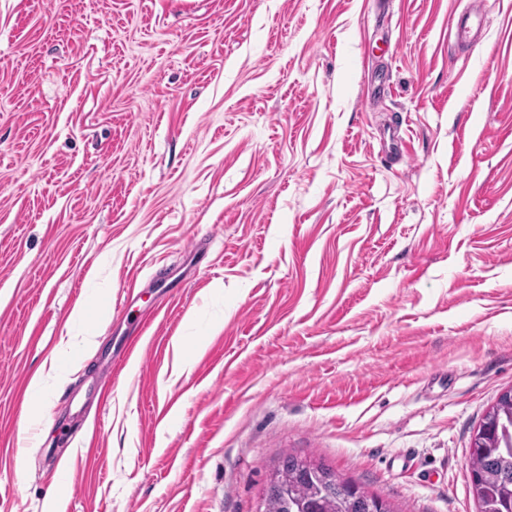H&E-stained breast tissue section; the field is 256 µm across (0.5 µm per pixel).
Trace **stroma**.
Listing matches in <instances>:
<instances>
[{
	"mask_svg": "<svg viewBox=\"0 0 512 512\" xmlns=\"http://www.w3.org/2000/svg\"><path fill=\"white\" fill-rule=\"evenodd\" d=\"M466 5L0 0V512H256L310 452L397 512H477L512 0L461 48Z\"/></svg>",
	"mask_w": 512,
	"mask_h": 512,
	"instance_id": "1",
	"label": "stroma"
}]
</instances>
